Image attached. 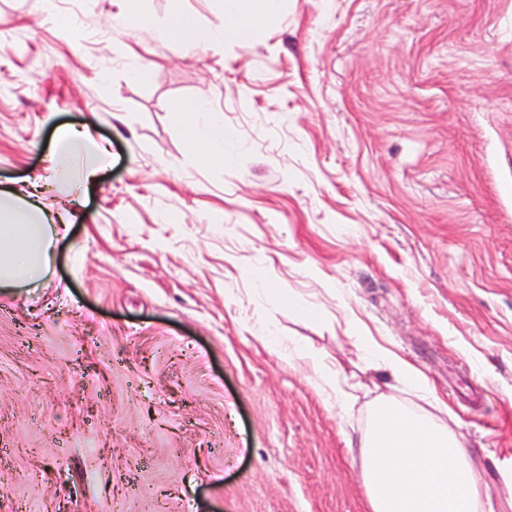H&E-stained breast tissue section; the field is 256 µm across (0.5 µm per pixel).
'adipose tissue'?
I'll list each match as a JSON object with an SVG mask.
<instances>
[{
    "label": "adipose tissue",
    "instance_id": "obj_1",
    "mask_svg": "<svg viewBox=\"0 0 512 512\" xmlns=\"http://www.w3.org/2000/svg\"><path fill=\"white\" fill-rule=\"evenodd\" d=\"M282 0H224L225 25L196 32L183 26L182 35H202L212 43L243 41L257 22L277 15ZM194 129L192 150L211 163L231 159L240 143L225 132L218 113L206 102L188 104ZM53 154L54 171L76 174L78 183L93 181L110 161L105 147L88 129H60ZM59 227L35 199L0 189V288L38 284L48 273L59 240ZM367 360L387 371L391 380L375 385L374 395L361 401L354 387L320 356L296 350L314 376L319 391L329 393L341 413L364 403L366 425L358 444L367 512H496V502L512 507V474L502 473L491 488L483 460L468 447L459 422L448 423L433 414L438 400L427 378L408 360L367 337H360ZM411 392L399 398L394 383Z\"/></svg>",
    "mask_w": 512,
    "mask_h": 512
}]
</instances>
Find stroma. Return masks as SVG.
<instances>
[{
	"label": "stroma",
	"mask_w": 512,
	"mask_h": 512,
	"mask_svg": "<svg viewBox=\"0 0 512 512\" xmlns=\"http://www.w3.org/2000/svg\"><path fill=\"white\" fill-rule=\"evenodd\" d=\"M142 7L138 40L122 0H0V188L71 216L0 291V512H365V413L288 356L367 384L360 334L511 470L512 0H284L220 44L160 35L220 0ZM198 100L231 163L190 155ZM72 125L112 153L78 189ZM117 25L139 33H152V22L132 3L124 14L118 16ZM294 352L295 358L302 359L310 368L315 387L328 398L332 397L341 413L349 414L359 402L360 396L356 394L354 387L348 385L345 378H341L340 369L337 366L336 370L332 369L322 357L299 347H295Z\"/></svg>",
	"instance_id": "35a3bbf8"
}]
</instances>
